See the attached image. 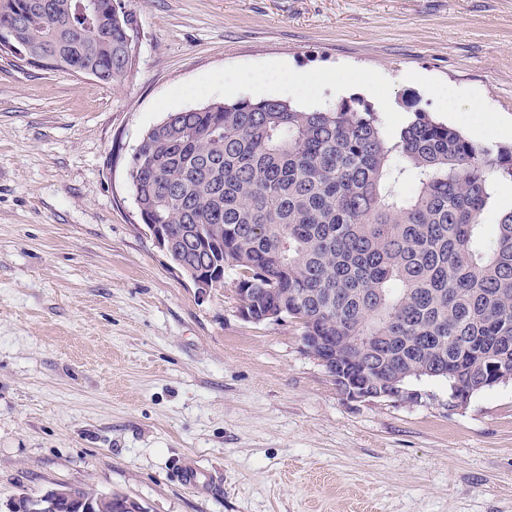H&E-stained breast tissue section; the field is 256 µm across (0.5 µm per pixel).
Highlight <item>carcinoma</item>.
Instances as JSON below:
<instances>
[{"label": "carcinoma", "mask_w": 512, "mask_h": 512, "mask_svg": "<svg viewBox=\"0 0 512 512\" xmlns=\"http://www.w3.org/2000/svg\"><path fill=\"white\" fill-rule=\"evenodd\" d=\"M15 45L128 76L129 0H0ZM127 169L146 224L182 251L174 265H218L254 299L277 301L304 336H334L348 376L417 384L435 369L450 397L512 372V210L483 243V216L512 149L497 152L420 109L396 132L353 98L304 109L282 98L216 100L168 114L143 132ZM220 235L217 250L203 242ZM64 512L115 494L59 487Z\"/></svg>", "instance_id": "carcinoma-1"}]
</instances>
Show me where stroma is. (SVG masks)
Segmentation results:
<instances>
[{
  "mask_svg": "<svg viewBox=\"0 0 512 512\" xmlns=\"http://www.w3.org/2000/svg\"><path fill=\"white\" fill-rule=\"evenodd\" d=\"M118 86L0 56V502L93 486L145 512H512V382L451 406L352 401L291 321L198 297L127 180L142 133L287 65H337L398 130L420 108L493 149L512 127V0H131ZM384 74L379 93L367 91ZM454 88V112L430 85Z\"/></svg>",
  "mask_w": 512,
  "mask_h": 512,
  "instance_id": "obj_1",
  "label": "stroma"
}]
</instances>
